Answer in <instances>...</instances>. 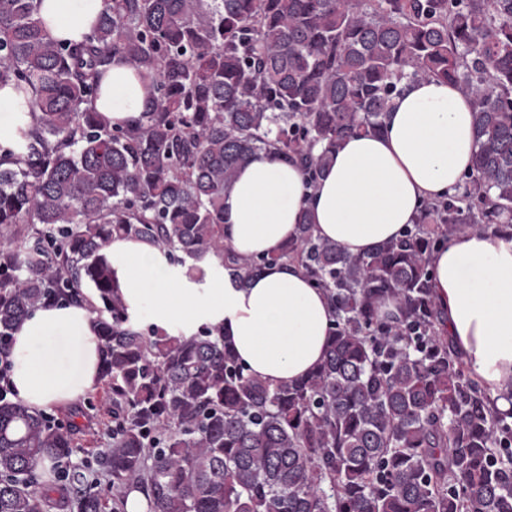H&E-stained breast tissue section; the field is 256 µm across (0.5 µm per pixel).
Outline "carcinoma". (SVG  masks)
<instances>
[{
  "label": "carcinoma",
  "mask_w": 512,
  "mask_h": 512,
  "mask_svg": "<svg viewBox=\"0 0 512 512\" xmlns=\"http://www.w3.org/2000/svg\"><path fill=\"white\" fill-rule=\"evenodd\" d=\"M41 0H0V86L23 95L24 150L0 146V353L33 311L88 305L112 398L101 476L80 428L0 388V512H512V412L496 410L440 329L430 256L512 225V0H106L84 40L53 38ZM122 60L151 87L141 115L95 108ZM475 101L463 189L401 237L351 257L309 215L269 257L224 243V192L266 153L324 177L378 135L403 84ZM157 246L190 277L211 258L239 285L293 263L336 311L324 361L275 387L224 332L130 318L106 249Z\"/></svg>",
  "instance_id": "cac0c4a2"
}]
</instances>
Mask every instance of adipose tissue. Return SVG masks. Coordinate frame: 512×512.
I'll return each instance as SVG.
<instances>
[{
	"mask_svg": "<svg viewBox=\"0 0 512 512\" xmlns=\"http://www.w3.org/2000/svg\"><path fill=\"white\" fill-rule=\"evenodd\" d=\"M104 0H42L52 37L89 34ZM150 96L134 67L113 65L101 80L98 111L115 123L138 118ZM474 106L452 83H407L376 136H353L337 148L327 176L307 189L297 165L260 155L224 194V238L243 256L278 252L310 215L317 235L353 257L399 237L423 203L457 192L476 145ZM30 109L11 86L0 87V144L23 148ZM114 278L131 316L153 326L179 322L182 333L220 325L249 372L270 384L305 378L324 359L334 309L324 289L292 266L272 264L246 287L235 286L219 260L203 281L171 266L156 247L113 239ZM442 332L470 375L486 386L499 412L512 411V232L467 231L431 255ZM94 315L61 302L33 312L15 331L10 378L17 399L34 410L64 407L99 383Z\"/></svg>",
	"mask_w": 512,
	"mask_h": 512,
	"instance_id": "1",
	"label": "adipose tissue"
}]
</instances>
